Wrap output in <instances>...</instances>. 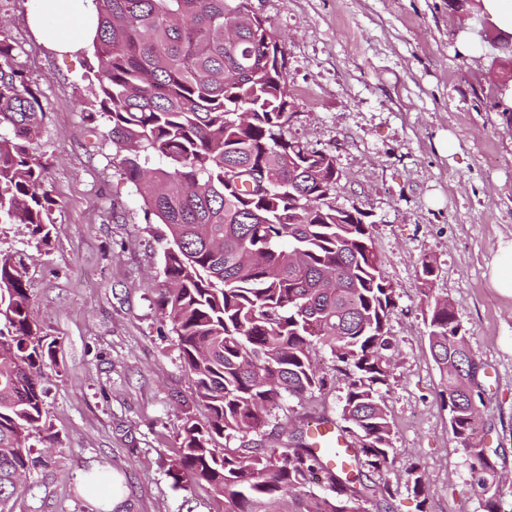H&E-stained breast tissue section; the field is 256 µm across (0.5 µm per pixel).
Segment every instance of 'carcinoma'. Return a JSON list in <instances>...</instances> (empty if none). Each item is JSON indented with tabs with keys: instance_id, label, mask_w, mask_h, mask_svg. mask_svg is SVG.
<instances>
[{
	"instance_id": "1",
	"label": "carcinoma",
	"mask_w": 512,
	"mask_h": 512,
	"mask_svg": "<svg viewBox=\"0 0 512 512\" xmlns=\"http://www.w3.org/2000/svg\"><path fill=\"white\" fill-rule=\"evenodd\" d=\"M251 0H93L98 24L90 111L108 121L112 162L145 213L166 226L157 283L163 317L192 383L172 476L205 483L224 512H393L390 483H370L394 460V426L381 389L396 343L394 289L372 246L374 224L350 221L332 201L336 159L289 134L288 86L270 27ZM0 38V224L48 244V166L33 150L43 132L38 95ZM230 170L266 175L269 191L230 183ZM22 260L0 251V506L36 465L45 357L29 320ZM428 344L450 427L469 456V489L501 512L502 476L483 446L476 357L448 299L426 293ZM328 351L347 381L338 431L349 466L317 454L308 433L280 450L260 438L285 397L333 388L312 361ZM208 411L198 423L190 405ZM240 438L238 448L217 439ZM323 474L328 493H301ZM424 495L414 465L403 478Z\"/></svg>"
}]
</instances>
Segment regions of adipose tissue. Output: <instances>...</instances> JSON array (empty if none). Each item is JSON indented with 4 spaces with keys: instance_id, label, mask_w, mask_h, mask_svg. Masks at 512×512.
<instances>
[{
    "instance_id": "ef3b65f1",
    "label": "adipose tissue",
    "mask_w": 512,
    "mask_h": 512,
    "mask_svg": "<svg viewBox=\"0 0 512 512\" xmlns=\"http://www.w3.org/2000/svg\"><path fill=\"white\" fill-rule=\"evenodd\" d=\"M43 36L62 53L74 51L79 36L92 33L96 12L91 0H36Z\"/></svg>"
}]
</instances>
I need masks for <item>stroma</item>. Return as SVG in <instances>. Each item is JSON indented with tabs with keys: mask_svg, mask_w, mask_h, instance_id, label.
Returning a JSON list of instances; mask_svg holds the SVG:
<instances>
[{
	"mask_svg": "<svg viewBox=\"0 0 512 512\" xmlns=\"http://www.w3.org/2000/svg\"><path fill=\"white\" fill-rule=\"evenodd\" d=\"M283 40L289 131L331 153L342 174L338 207L359 208L394 290L391 334L399 352L383 390L394 422L393 469L420 464L424 498L395 489L396 512H482L467 493L469 459L455 439L429 351L420 279L431 261L435 295L448 298L480 379L483 444L503 476L512 512V297L489 283L498 244L512 239V112L498 106L507 68L490 50L463 53L448 0H253ZM34 0H0V37L44 110L35 152L48 165L58 227L50 244L0 224V249L29 271L30 316L53 355L42 365L46 416L30 444L56 450L27 475L11 512H224L207 485L175 483L171 466L190 398L177 336L162 319L155 284L166 227L149 222L131 183L112 165L108 124L91 113L89 48L43 43ZM451 135L456 149L437 141ZM345 380L272 411L266 440L281 447L317 411L339 420ZM96 468L110 484L83 490Z\"/></svg>",
	"mask_w": 512,
	"mask_h": 512,
	"instance_id": "1",
	"label": "stroma"
}]
</instances>
